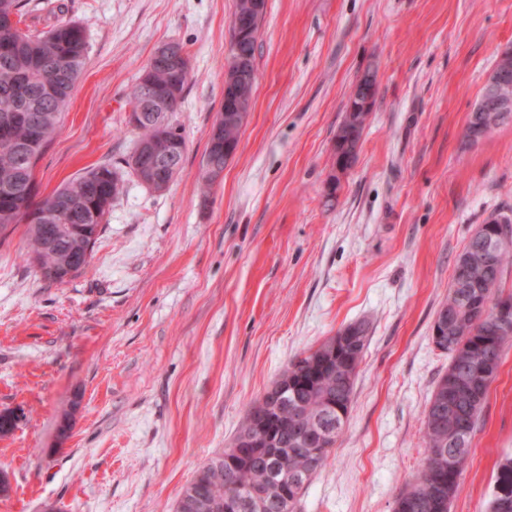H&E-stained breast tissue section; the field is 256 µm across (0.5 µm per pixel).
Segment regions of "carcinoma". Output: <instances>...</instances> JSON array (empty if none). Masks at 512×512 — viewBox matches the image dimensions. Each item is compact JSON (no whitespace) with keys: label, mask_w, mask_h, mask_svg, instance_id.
<instances>
[{"label":"carcinoma","mask_w":512,"mask_h":512,"mask_svg":"<svg viewBox=\"0 0 512 512\" xmlns=\"http://www.w3.org/2000/svg\"><path fill=\"white\" fill-rule=\"evenodd\" d=\"M24 2L0 0V44H10L8 52L0 51V118L12 116L7 127L0 126V236H5L19 224L25 225L29 260L45 279L63 284L68 282L64 264L73 266L78 274L89 264L95 242L78 231L82 224L80 217L86 214L89 217L87 223L103 227L112 200L121 193L120 168L107 164L92 167L53 194L38 198L35 167L56 134L83 71L87 42L83 29L69 20L41 33L22 30L19 24ZM258 32L256 27L235 42L251 62L245 84V91L250 96L257 78L253 62ZM190 72L189 67L182 70L160 64L145 67L139 83L128 94L127 105L136 110L144 104L140 92L143 82L152 84L159 95H166L169 88H175L177 97L169 105L164 133L172 138H183L172 117L179 110ZM370 112L369 108L358 111L353 115V124L343 119L336 133L334 163L342 162L352 150L354 137H362ZM139 132L136 146L125 159V167L134 175L143 164L142 156L138 155L139 146L159 134L151 124L141 125ZM484 252V243L480 239L469 238L456 258L448 298L436 313L440 319L451 315L457 318V323L448 331L451 347L444 351L449 359L448 368L439 378L423 411L425 457L397 495L394 512H449L451 500L448 494H440L434 483L440 480L455 491L462 471L432 473V451L445 448L456 454L461 464H466L488 388H483L474 404L464 396L455 397L464 429L455 438L448 427H434L433 405L440 399H448L449 379L456 372H464L467 355H489L499 366L507 348L512 345V331L496 335L487 328L488 319L502 299L499 282L505 267L512 265V241L494 250L488 260ZM342 335L344 331L341 330L290 362L273 383V387L282 393V400H272L265 393L253 402L233 445L198 470L183 488L175 512H209L206 504L224 499L228 486L233 485L238 492L244 493L251 487L273 481L285 468L295 477V490L288 501L281 505L272 503L265 512H298L308 485L327 465L329 446L336 444L346 423V419L337 414L335 425H329L323 402V394L336 386V377L323 368L322 360L327 347ZM369 341L367 335L360 344H347L353 365L342 402L346 413ZM261 413H269L276 421L286 422L290 427L299 426L310 431L311 445L319 454L311 460L307 456L310 448L289 442L273 450L255 448L248 458L234 454L236 444L256 434L254 421ZM323 425L331 426L326 448L320 443ZM500 493L512 498L511 454L505 455L497 465L493 495Z\"/></svg>","instance_id":"1"}]
</instances>
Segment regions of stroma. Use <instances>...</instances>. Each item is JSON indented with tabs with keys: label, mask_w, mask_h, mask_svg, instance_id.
I'll use <instances>...</instances> for the list:
<instances>
[{
	"label": "stroma",
	"mask_w": 512,
	"mask_h": 512,
	"mask_svg": "<svg viewBox=\"0 0 512 512\" xmlns=\"http://www.w3.org/2000/svg\"><path fill=\"white\" fill-rule=\"evenodd\" d=\"M86 64L41 156L40 196L122 164L126 96L154 49L184 44L182 169L155 192L126 175L84 272L64 284L0 240V512H174L297 355L351 323L370 344L348 420L301 512H393L425 456L421 419L448 360L431 326L457 255L512 210V121L465 127L512 0H266L257 83L210 196L200 167L224 102L234 0H69ZM378 92L335 198L325 184L352 84ZM69 432H62L63 420ZM512 454V348L491 384L450 512H485Z\"/></svg>",
	"instance_id": "obj_1"
}]
</instances>
